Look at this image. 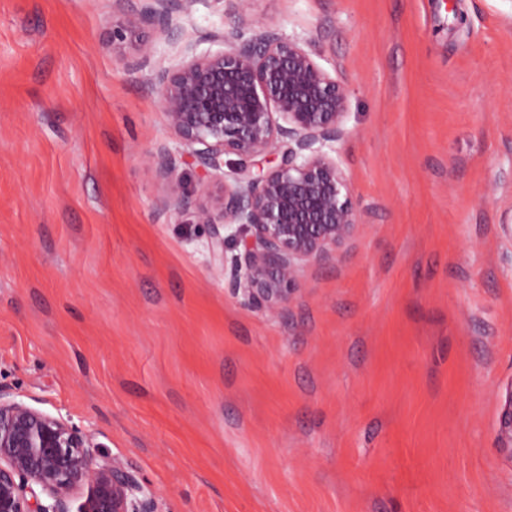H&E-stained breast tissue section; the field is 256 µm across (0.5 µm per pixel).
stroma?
Returning a JSON list of instances; mask_svg holds the SVG:
<instances>
[{"mask_svg":"<svg viewBox=\"0 0 512 512\" xmlns=\"http://www.w3.org/2000/svg\"><path fill=\"white\" fill-rule=\"evenodd\" d=\"M349 92L360 215L281 314L193 221L204 179L112 0H0V386L129 460L163 512H512V5L253 0ZM196 0L156 62L230 26ZM165 146L188 200L158 209ZM500 424L499 448L512 460V386L506 390Z\"/></svg>","mask_w":512,"mask_h":512,"instance_id":"1","label":"stroma"}]
</instances>
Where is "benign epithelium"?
I'll list each match as a JSON object with an SVG mask.
<instances>
[{"label":"benign epithelium","mask_w":512,"mask_h":512,"mask_svg":"<svg viewBox=\"0 0 512 512\" xmlns=\"http://www.w3.org/2000/svg\"><path fill=\"white\" fill-rule=\"evenodd\" d=\"M194 0H113L110 43L132 49L129 65L148 66L147 28L170 31ZM229 29L186 48L174 66L152 69L169 128L205 176L238 156L232 181L200 188L196 223L209 229L212 253L231 241L237 289L276 315L290 300L301 267L336 258L359 213L336 157L345 134L348 91L310 51L251 13V0H225ZM280 158L253 171L255 159ZM164 184L166 212L185 204L175 160L164 147L144 156ZM499 448L512 459V386L506 390ZM0 512H161L149 485L120 457L97 449L63 416L34 408L0 387Z\"/></svg>","instance_id":"7a95c632"}]
</instances>
